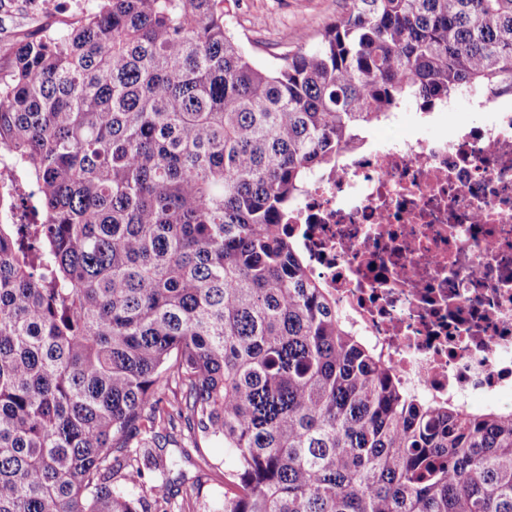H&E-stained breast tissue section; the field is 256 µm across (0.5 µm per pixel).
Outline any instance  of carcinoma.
Wrapping results in <instances>:
<instances>
[{
  "label": "carcinoma",
  "mask_w": 512,
  "mask_h": 512,
  "mask_svg": "<svg viewBox=\"0 0 512 512\" xmlns=\"http://www.w3.org/2000/svg\"><path fill=\"white\" fill-rule=\"evenodd\" d=\"M231 6L94 0L0 66V512H148L127 448L179 425L237 460L212 512H512V411L407 390L290 224L402 104L512 96V0H348L274 65Z\"/></svg>",
  "instance_id": "1"
}]
</instances>
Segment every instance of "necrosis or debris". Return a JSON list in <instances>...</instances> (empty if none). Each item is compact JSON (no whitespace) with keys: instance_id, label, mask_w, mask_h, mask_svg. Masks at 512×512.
Segmentation results:
<instances>
[{"instance_id":"necrosis-or-debris-1","label":"necrosis or debris","mask_w":512,"mask_h":512,"mask_svg":"<svg viewBox=\"0 0 512 512\" xmlns=\"http://www.w3.org/2000/svg\"><path fill=\"white\" fill-rule=\"evenodd\" d=\"M384 138L319 176L297 211L312 273L401 383L468 407L512 393V99Z\"/></svg>"}]
</instances>
